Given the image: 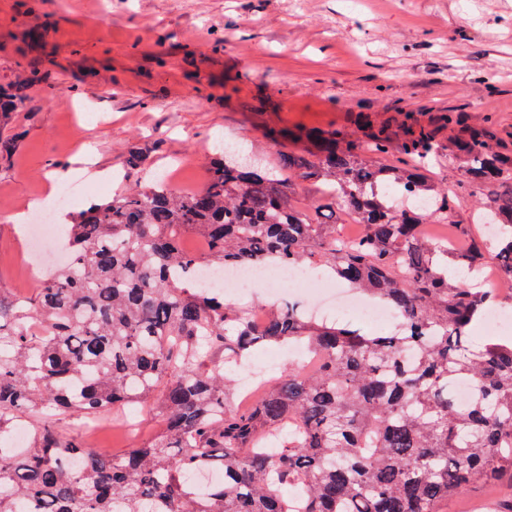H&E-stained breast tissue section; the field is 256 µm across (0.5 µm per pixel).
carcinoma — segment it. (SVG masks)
Returning a JSON list of instances; mask_svg holds the SVG:
<instances>
[{
  "label": "carcinoma",
  "mask_w": 512,
  "mask_h": 512,
  "mask_svg": "<svg viewBox=\"0 0 512 512\" xmlns=\"http://www.w3.org/2000/svg\"><path fill=\"white\" fill-rule=\"evenodd\" d=\"M35 75L0 84V122L27 100ZM404 138L366 123L362 135L316 131V151L283 156L282 176L217 152L204 186L136 184L70 215L72 264L32 298L0 296V439L32 420V445L0 448V512H442L472 487L512 477V341L474 343L484 288L461 271L487 246L464 251L425 233L452 223L482 185L480 223L504 226L492 255L512 285V154L486 129L439 143L407 115ZM462 172L450 191L434 163ZM321 181L330 202L293 199ZM355 212L361 236L344 245L310 209ZM200 235L206 253L184 249ZM320 263L336 280L395 309L387 334L317 324L294 304L252 323L247 308L196 288L203 266ZM301 342L312 371L288 368L233 409L228 371L263 343ZM224 352L215 360L212 354ZM458 378L474 387L460 405ZM158 395L165 429L148 445L111 455L52 427L61 413L89 416ZM78 457L81 466L70 460ZM224 471L198 492L193 469Z\"/></svg>",
  "instance_id": "obj_1"
}]
</instances>
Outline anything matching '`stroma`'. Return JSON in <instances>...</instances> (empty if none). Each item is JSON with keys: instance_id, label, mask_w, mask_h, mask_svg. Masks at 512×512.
<instances>
[{"instance_id": "obj_1", "label": "stroma", "mask_w": 512, "mask_h": 512, "mask_svg": "<svg viewBox=\"0 0 512 512\" xmlns=\"http://www.w3.org/2000/svg\"><path fill=\"white\" fill-rule=\"evenodd\" d=\"M38 73L25 105L0 124V204L50 191L48 175L78 171L116 192L169 176L181 191L205 180L225 142L280 163L306 143L295 128L358 129V116L402 133L413 113L447 138L448 113L512 149V0H0V83ZM493 76L494 88L482 79ZM146 155L137 170L129 153ZM29 248L0 219V290L32 295ZM57 429L119 454L161 428L159 403ZM512 483L480 486L443 512H496Z\"/></svg>"}]
</instances>
